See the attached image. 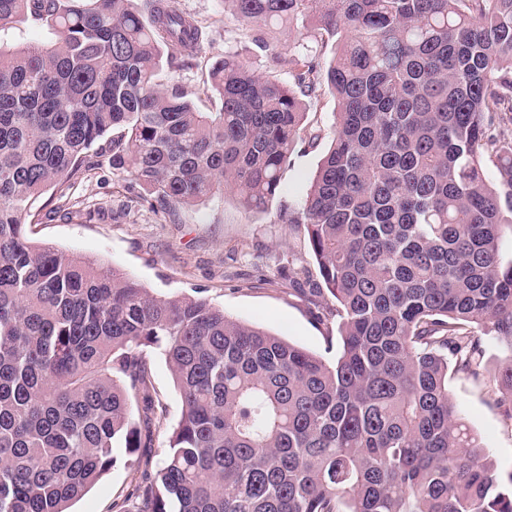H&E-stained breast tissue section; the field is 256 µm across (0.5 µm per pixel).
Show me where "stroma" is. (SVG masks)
Listing matches in <instances>:
<instances>
[{"mask_svg": "<svg viewBox=\"0 0 512 512\" xmlns=\"http://www.w3.org/2000/svg\"><path fill=\"white\" fill-rule=\"evenodd\" d=\"M208 33L195 66L177 73L161 67L159 78H177L201 112H214L219 102L206 89L212 62L231 55L247 62L258 75L288 82L287 61H273L255 43L224 0H175ZM336 101L323 94L307 106L309 124L322 133L318 146L297 144L282 178L275 203L261 210L244 209L233 193L169 210L160 206L126 173L114 171L108 156L90 155L91 171L64 192L67 217L28 225L29 238L68 253L96 260L101 268H121L150 291L168 296L202 295L226 314L290 343L333 360L339 347L336 318L317 302L322 287L317 264L303 234L280 223V204L300 205L309 180L333 136ZM304 267L292 281V267ZM505 359L496 341L484 342L483 374L448 377V392L465 423L487 449L501 478L512 475V423L502 416L494 376ZM155 396L161 409L153 425L152 457L162 463L169 438L182 411L180 395L161 355L151 358ZM141 475L118 456L116 464L82 499L74 512H112Z\"/></svg>", "mask_w": 512, "mask_h": 512, "instance_id": "stroma-1", "label": "stroma"}]
</instances>
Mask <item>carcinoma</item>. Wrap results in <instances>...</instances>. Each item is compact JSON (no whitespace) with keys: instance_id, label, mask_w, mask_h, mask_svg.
<instances>
[{"instance_id":"carcinoma-1","label":"carcinoma","mask_w":512,"mask_h":512,"mask_svg":"<svg viewBox=\"0 0 512 512\" xmlns=\"http://www.w3.org/2000/svg\"><path fill=\"white\" fill-rule=\"evenodd\" d=\"M225 3L262 49L288 21L335 39L331 60L291 54L283 85L226 55L208 72L221 108L200 112L156 81L164 51L193 58L205 37L174 0H0V30L53 35L0 48V512H70L117 448L143 473L119 512H512L448 394L490 337L512 422V0ZM326 91L330 147L279 221L304 230L331 297L332 363L27 237L97 144L168 208L229 188L264 209ZM155 350L182 400L156 469L138 455Z\"/></svg>"}]
</instances>
